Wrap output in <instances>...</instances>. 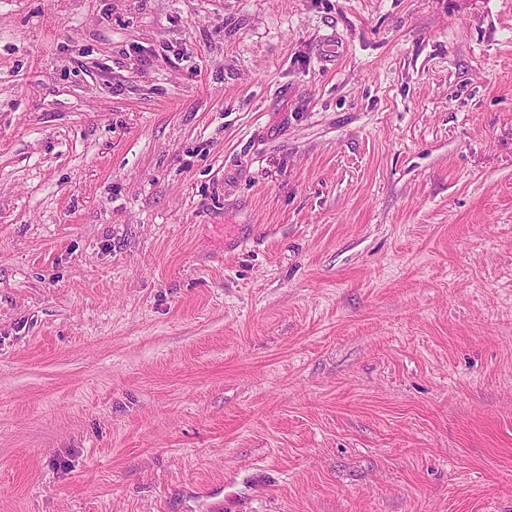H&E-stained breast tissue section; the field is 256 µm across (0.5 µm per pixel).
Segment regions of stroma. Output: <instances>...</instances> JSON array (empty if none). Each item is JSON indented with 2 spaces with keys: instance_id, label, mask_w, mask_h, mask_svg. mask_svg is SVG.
Returning a JSON list of instances; mask_svg holds the SVG:
<instances>
[{
  "instance_id": "obj_1",
  "label": "stroma",
  "mask_w": 512,
  "mask_h": 512,
  "mask_svg": "<svg viewBox=\"0 0 512 512\" xmlns=\"http://www.w3.org/2000/svg\"><path fill=\"white\" fill-rule=\"evenodd\" d=\"M0 512H512V0H0Z\"/></svg>"
}]
</instances>
